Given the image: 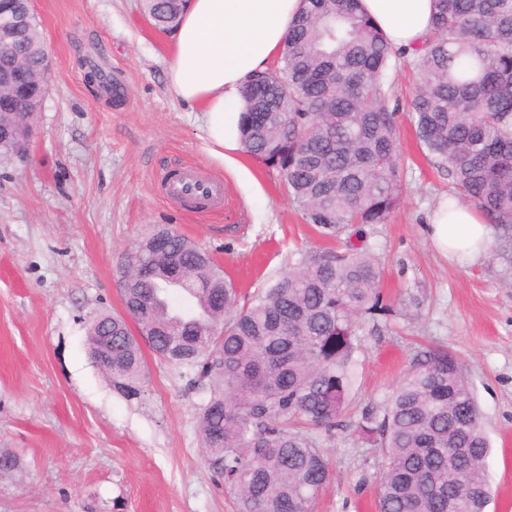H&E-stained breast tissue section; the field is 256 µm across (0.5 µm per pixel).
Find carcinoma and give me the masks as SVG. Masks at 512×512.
<instances>
[{"mask_svg":"<svg viewBox=\"0 0 512 512\" xmlns=\"http://www.w3.org/2000/svg\"><path fill=\"white\" fill-rule=\"evenodd\" d=\"M185 0H146L155 25L176 26ZM421 47H392L358 0H304L288 27L278 82L242 88V151L276 171L290 200L339 251H313L239 305V288L209 254L169 227L125 252L124 315H98L87 331L102 371L124 398L146 383L142 345L174 366L195 368L209 397L199 413L208 468L236 512H310L331 469L309 425L333 436L355 382L362 320L389 311L366 228L387 223L403 197L395 113L384 79L412 55L417 136L448 167L453 199L502 230L512 264V0H434ZM46 43L30 30L19 51L38 69ZM357 242H352V237ZM182 290L193 312L170 306ZM135 318L146 341L130 332ZM112 321V335L105 323ZM355 429L384 458L377 512H484L489 454L474 388L456 358L435 346L416 354L381 409Z\"/></svg>","mask_w":512,"mask_h":512,"instance_id":"obj_1","label":"carcinoma"}]
</instances>
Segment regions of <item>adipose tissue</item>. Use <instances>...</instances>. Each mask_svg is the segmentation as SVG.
<instances>
[{"label":"adipose tissue","instance_id":"1","mask_svg":"<svg viewBox=\"0 0 512 512\" xmlns=\"http://www.w3.org/2000/svg\"><path fill=\"white\" fill-rule=\"evenodd\" d=\"M361 6L396 48L419 46L432 29L433 0H361ZM302 7V0H186L173 34L168 88L201 108L212 153L237 148L244 110L239 90L282 51L288 24ZM426 230L446 253L475 260L488 248L487 225L468 204H440Z\"/></svg>","mask_w":512,"mask_h":512}]
</instances>
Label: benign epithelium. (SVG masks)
<instances>
[{"instance_id": "7a95c632", "label": "benign epithelium", "mask_w": 512, "mask_h": 512, "mask_svg": "<svg viewBox=\"0 0 512 512\" xmlns=\"http://www.w3.org/2000/svg\"><path fill=\"white\" fill-rule=\"evenodd\" d=\"M33 0H25L18 10L9 0H0V56H7L17 38L31 28ZM49 77V62L39 72L30 74L16 66L0 69V111H9L10 120L0 123V143L12 147V155L28 156L30 131L37 112L41 110Z\"/></svg>"}]
</instances>
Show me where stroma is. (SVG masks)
I'll list each match as a JSON object with an SVG mask.
<instances>
[{
	"instance_id": "1",
	"label": "stroma",
	"mask_w": 512,
	"mask_h": 512,
	"mask_svg": "<svg viewBox=\"0 0 512 512\" xmlns=\"http://www.w3.org/2000/svg\"><path fill=\"white\" fill-rule=\"evenodd\" d=\"M34 10L48 89L27 161L0 157V448L22 463L0 473V512H233L201 448L205 381L150 355L141 397L125 399L90 358L88 326L122 313L120 258L158 226L208 251L245 297L327 242L277 174L242 151H208L200 109L167 89L172 34L143 0H35ZM94 65L118 76L120 99L87 80ZM417 83L411 57L387 73L405 191L368 232L389 310L359 331L345 417L383 407L418 351L447 348L491 446L486 512H512V271L490 254L446 257L425 233L453 184L417 137ZM189 167L223 181L222 207L163 196L162 178ZM320 447L333 478L312 512H376L379 449L350 429Z\"/></svg>"
}]
</instances>
